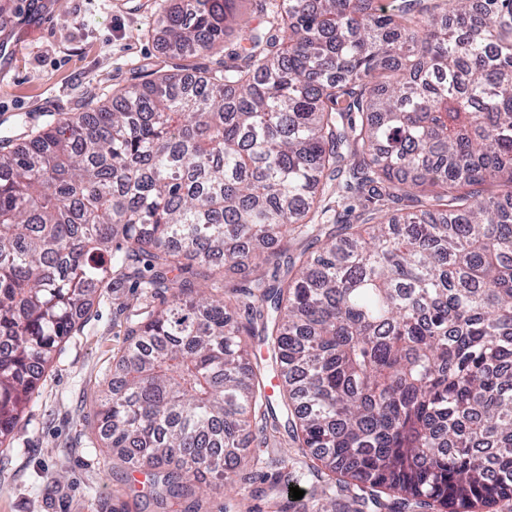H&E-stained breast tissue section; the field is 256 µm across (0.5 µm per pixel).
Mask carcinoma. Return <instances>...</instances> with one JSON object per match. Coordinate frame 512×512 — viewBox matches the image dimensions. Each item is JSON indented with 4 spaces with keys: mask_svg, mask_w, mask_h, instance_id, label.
<instances>
[{
    "mask_svg": "<svg viewBox=\"0 0 512 512\" xmlns=\"http://www.w3.org/2000/svg\"><path fill=\"white\" fill-rule=\"evenodd\" d=\"M235 4L157 0L169 57L224 65L0 140V447L96 295L130 288L95 436L157 506L253 484L240 435L281 417L354 512L512 498V0ZM339 208L361 223L288 255Z\"/></svg>",
    "mask_w": 512,
    "mask_h": 512,
    "instance_id": "carcinoma-1",
    "label": "carcinoma"
}]
</instances>
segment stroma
Wrapping results in <instances>:
<instances>
[{"mask_svg":"<svg viewBox=\"0 0 512 512\" xmlns=\"http://www.w3.org/2000/svg\"><path fill=\"white\" fill-rule=\"evenodd\" d=\"M155 0H0V137L21 113L80 112L171 59L151 36ZM134 294L103 293L83 329L57 351L9 447H0V512H144L105 449L93 412L126 346L121 309ZM284 485H213L204 512H280Z\"/></svg>","mask_w":512,"mask_h":512,"instance_id":"stroma-1","label":"stroma"}]
</instances>
